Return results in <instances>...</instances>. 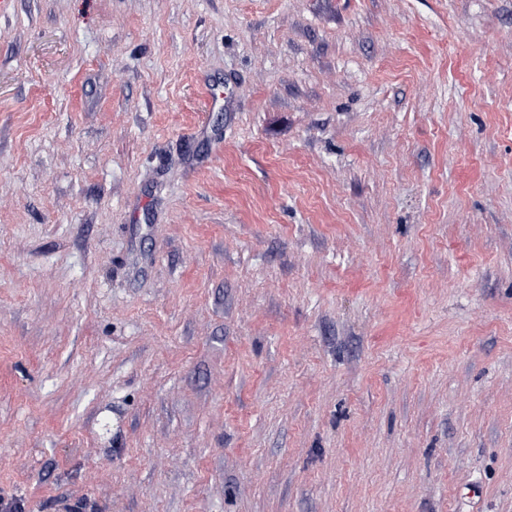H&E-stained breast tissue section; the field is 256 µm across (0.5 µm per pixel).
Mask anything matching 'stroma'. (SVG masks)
Instances as JSON below:
<instances>
[{"label":"stroma","instance_id":"stroma-1","mask_svg":"<svg viewBox=\"0 0 512 512\" xmlns=\"http://www.w3.org/2000/svg\"><path fill=\"white\" fill-rule=\"evenodd\" d=\"M0 497L512 512V0H12Z\"/></svg>","mask_w":512,"mask_h":512}]
</instances>
